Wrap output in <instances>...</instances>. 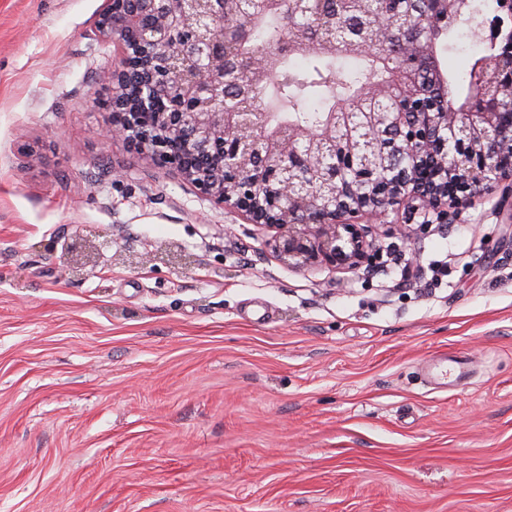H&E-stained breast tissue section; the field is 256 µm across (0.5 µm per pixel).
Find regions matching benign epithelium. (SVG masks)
<instances>
[{"label":"benign epithelium","mask_w":512,"mask_h":512,"mask_svg":"<svg viewBox=\"0 0 512 512\" xmlns=\"http://www.w3.org/2000/svg\"><path fill=\"white\" fill-rule=\"evenodd\" d=\"M246 2L230 14L224 0H103L94 38L116 43L122 68L100 73L112 89V120L98 135L125 141L215 206L264 228L275 256L298 269L371 266L380 249L369 221L407 207L424 225L444 224L448 206L512 184V43L495 67L475 66L459 107H439L419 82L422 60L437 65V30L462 21L468 0H425L420 14L378 0L351 27L344 50L371 54L392 27L408 28L393 80L364 83L360 100L326 113L318 128L286 134L212 105L242 66L258 74L300 32L314 30L312 0H285L288 24L277 42L230 60L224 46L249 43L255 18L272 4ZM361 100L379 108L358 112Z\"/></svg>","instance_id":"1"}]
</instances>
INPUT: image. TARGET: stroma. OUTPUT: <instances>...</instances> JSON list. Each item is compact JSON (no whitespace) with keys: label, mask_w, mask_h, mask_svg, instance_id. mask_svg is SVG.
<instances>
[{"label":"stroma","mask_w":512,"mask_h":512,"mask_svg":"<svg viewBox=\"0 0 512 512\" xmlns=\"http://www.w3.org/2000/svg\"><path fill=\"white\" fill-rule=\"evenodd\" d=\"M102 3L0 0V512H512V188L288 267L94 136Z\"/></svg>","instance_id":"35a3bbf8"}]
</instances>
